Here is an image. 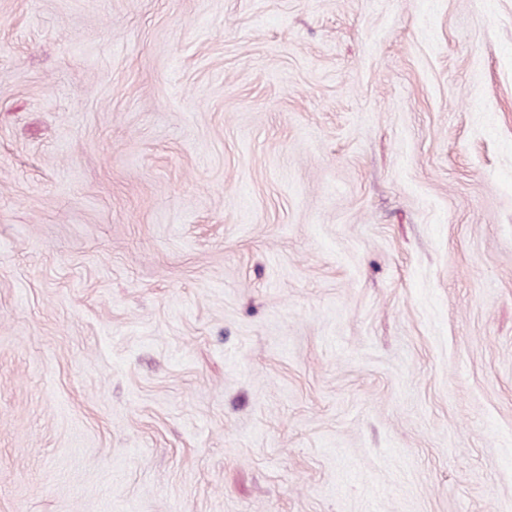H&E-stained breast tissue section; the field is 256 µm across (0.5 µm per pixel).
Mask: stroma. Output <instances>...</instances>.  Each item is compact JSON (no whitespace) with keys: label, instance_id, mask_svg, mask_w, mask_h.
Returning <instances> with one entry per match:
<instances>
[{"label":"stroma","instance_id":"1","mask_svg":"<svg viewBox=\"0 0 512 512\" xmlns=\"http://www.w3.org/2000/svg\"><path fill=\"white\" fill-rule=\"evenodd\" d=\"M0 512H512V0H0Z\"/></svg>","mask_w":512,"mask_h":512}]
</instances>
